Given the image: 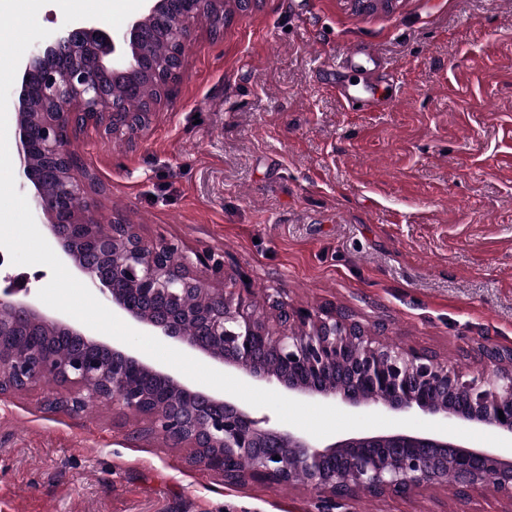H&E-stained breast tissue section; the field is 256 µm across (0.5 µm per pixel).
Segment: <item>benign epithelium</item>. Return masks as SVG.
Here are the masks:
<instances>
[{
  "label": "benign epithelium",
  "instance_id": "benign-epithelium-1",
  "mask_svg": "<svg viewBox=\"0 0 512 512\" xmlns=\"http://www.w3.org/2000/svg\"><path fill=\"white\" fill-rule=\"evenodd\" d=\"M173 17L180 19L173 40L184 47L193 27L224 23V0H144L142 13L119 29L95 19L72 22L19 63L14 111L22 188L62 257L118 315L254 383L353 413L429 416L512 439V347L480 346L483 368L466 379L429 355L376 340L334 311L290 310L274 299L271 327L243 296L212 293L191 274L196 262L222 275L224 261L200 254L192 260L170 241L143 240L129 224L106 229L89 204L93 179L67 147L73 124L82 118L114 129L140 125L141 113L124 110L116 84L133 95L150 76L167 74L170 86L179 79L181 68H168L146 49L149 33ZM81 241L95 246L96 258L80 254ZM28 327L68 337L72 353L12 345ZM47 379L74 389L62 399L67 409L110 402L146 417L148 431L187 445L191 463L225 484H301L316 493L319 512H333L336 501L360 492L443 486L449 475L461 495L488 488L512 507V454L493 444L401 426L320 445L295 428L263 425L249 409L70 316L42 310L29 288L10 284L0 289V385L22 391ZM145 380L158 391L146 389Z\"/></svg>",
  "mask_w": 512,
  "mask_h": 512
}]
</instances>
